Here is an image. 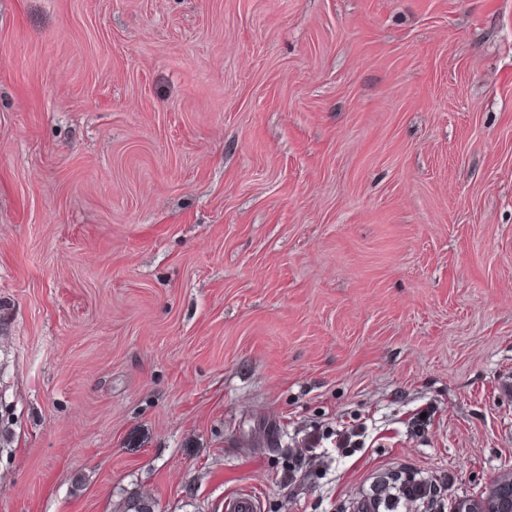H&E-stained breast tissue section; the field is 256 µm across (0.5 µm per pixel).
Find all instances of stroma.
<instances>
[{
  "mask_svg": "<svg viewBox=\"0 0 512 512\" xmlns=\"http://www.w3.org/2000/svg\"><path fill=\"white\" fill-rule=\"evenodd\" d=\"M411 470L512 473V0H0V512Z\"/></svg>",
  "mask_w": 512,
  "mask_h": 512,
  "instance_id": "stroma-1",
  "label": "stroma"
}]
</instances>
